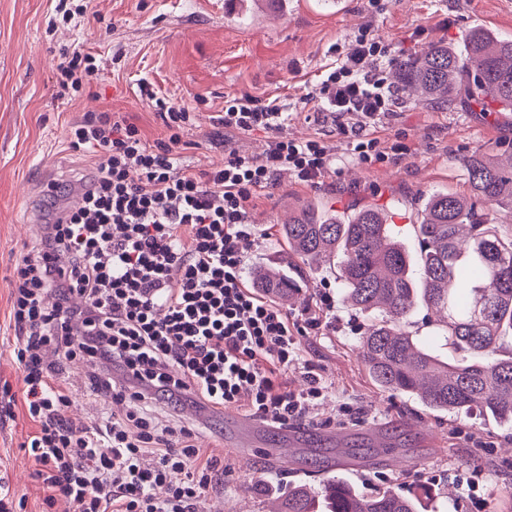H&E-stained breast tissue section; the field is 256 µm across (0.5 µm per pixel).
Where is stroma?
Returning <instances> with one entry per match:
<instances>
[{
	"label": "stroma",
	"mask_w": 512,
	"mask_h": 512,
	"mask_svg": "<svg viewBox=\"0 0 512 512\" xmlns=\"http://www.w3.org/2000/svg\"><path fill=\"white\" fill-rule=\"evenodd\" d=\"M383 2L376 14L368 0H90L85 15L52 32L48 22L55 0H0V337L8 333L12 266L35 246L39 223L66 204L65 193H46L47 180L63 185L95 168L92 157L69 148L71 127L86 114L108 110L134 122L149 143L164 140L162 119L139 91L141 83H149L159 97L189 110L183 162L207 171L223 167L225 143L257 155L267 141L266 133L243 136L216 124L225 98L299 97L329 64L328 48L358 28L373 25L409 57L437 42L462 48L477 28L512 39V0ZM65 49L91 53L100 74L90 89L61 100L54 74ZM287 134L330 140L336 161L318 184L284 173L274 190L253 197L258 243L248 264L281 266L299 283V299L280 304L292 321L306 313L326 321V328L299 332V366L284 378L288 388L299 389L304 369H311L324 396L286 431L261 433L247 462L224 444L223 411L196 418L186 405L170 418L173 427L192 428L197 446L224 464V482L206 492L201 512H278L289 486L316 491L332 476L345 477L362 491L389 485L406 495L426 493L423 512H512V425L476 409L435 412L414 398L381 390L358 355L364 318L338 298L330 311L321 303L323 294L337 297L336 270L289 255L279 232L305 203L344 210L362 201L388 212L398 240L413 242L414 202L434 191L468 194L464 160L480 148L512 147V112L404 102L379 137L406 151L373 167L359 164L314 112L293 114ZM30 196L39 219L35 225L25 220ZM31 430L21 416L0 420V470L22 497V512H43L38 465L23 447ZM376 431L390 435V449L375 447ZM287 433L298 438L301 451L281 471L268 451ZM475 467L483 472L479 511L451 480Z\"/></svg>",
	"instance_id": "stroma-1"
}]
</instances>
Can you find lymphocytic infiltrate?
Instances as JSON below:
<instances>
[{
  "label": "lymphocytic infiltrate",
  "mask_w": 512,
  "mask_h": 512,
  "mask_svg": "<svg viewBox=\"0 0 512 512\" xmlns=\"http://www.w3.org/2000/svg\"><path fill=\"white\" fill-rule=\"evenodd\" d=\"M330 51L334 65L302 103L332 120L364 166L403 153L377 135L400 107L387 78L398 58L392 44L368 25ZM97 77L92 55L73 52L58 67L56 96L80 93ZM155 105L169 137L154 144L109 112L73 125L70 146L94 157L95 187L55 213L35 251L14 265L9 328L24 390L18 398L0 389V415L19 411L34 426L26 446L46 512L61 498L73 512H198L215 465L192 432L163 424L158 404L224 408L246 394L252 414L285 424L304 418L323 393L312 374L298 392L280 383L297 361L293 326L246 285L245 270L257 240L252 197L275 188L283 170L318 183L333 146L288 138L284 99L233 97L218 124L264 131L267 148L254 156L225 145L223 168L196 172L180 155L189 112ZM50 348L90 365L86 391L125 412L105 411L92 428L71 424L64 413L72 391L47 361Z\"/></svg>",
  "instance_id": "1"
}]
</instances>
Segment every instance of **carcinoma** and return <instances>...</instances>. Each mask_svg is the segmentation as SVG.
Masks as SVG:
<instances>
[{"instance_id":"carcinoma-1","label":"carcinoma","mask_w":512,"mask_h":512,"mask_svg":"<svg viewBox=\"0 0 512 512\" xmlns=\"http://www.w3.org/2000/svg\"><path fill=\"white\" fill-rule=\"evenodd\" d=\"M399 95L422 105L465 98L512 112V40L476 30L460 54L439 42L393 65ZM470 197L436 191L421 199L417 248L391 234L387 213L370 204L328 214L306 203L281 225L288 249L303 261L338 257L343 302L379 315L360 337L359 355L375 384L414 396L439 412L480 408L512 423V235L500 233L512 215V155L507 161L476 151L465 162ZM257 287L278 299L299 290L278 267L255 269ZM434 312L441 336L461 362L448 364L419 346L410 327L420 307ZM280 512H419L418 500L387 486L370 493L341 477L311 492L294 485Z\"/></svg>"}]
</instances>
